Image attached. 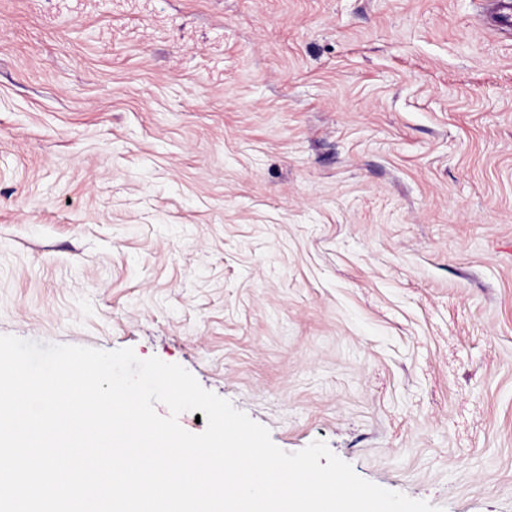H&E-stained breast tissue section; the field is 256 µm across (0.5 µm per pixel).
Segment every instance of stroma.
Here are the masks:
<instances>
[{
  "label": "stroma",
  "instance_id": "obj_1",
  "mask_svg": "<svg viewBox=\"0 0 512 512\" xmlns=\"http://www.w3.org/2000/svg\"><path fill=\"white\" fill-rule=\"evenodd\" d=\"M480 0H0V334L187 369L295 453L512 512V31Z\"/></svg>",
  "mask_w": 512,
  "mask_h": 512
}]
</instances>
